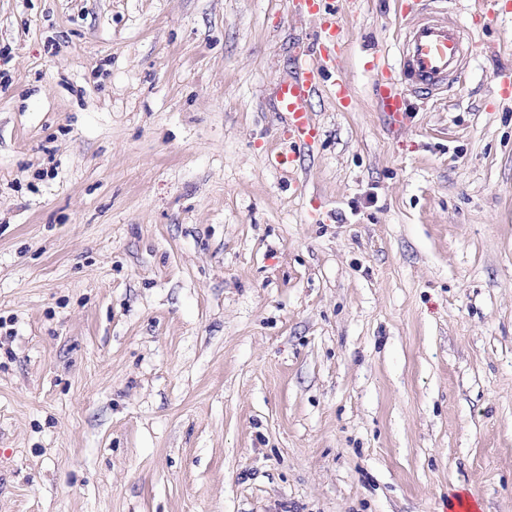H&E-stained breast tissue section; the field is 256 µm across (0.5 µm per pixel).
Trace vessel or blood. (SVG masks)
Listing matches in <instances>:
<instances>
[{
  "label": "vessel or blood",
  "instance_id": "obj_1",
  "mask_svg": "<svg viewBox=\"0 0 512 512\" xmlns=\"http://www.w3.org/2000/svg\"><path fill=\"white\" fill-rule=\"evenodd\" d=\"M356 0H288L289 10L319 15L321 25L314 44L297 55L293 72L278 86L277 100L284 114V151L267 155L274 170L293 164L301 146L315 142L320 127L310 111L321 84L337 100L347 98L342 75H331L347 50L339 18L353 11ZM477 43L438 0H416L402 16L396 51L385 58L382 77L373 87V100L390 129L403 127L409 118L411 98L431 95L457 80L476 54Z\"/></svg>",
  "mask_w": 512,
  "mask_h": 512
}]
</instances>
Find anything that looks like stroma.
<instances>
[{
  "label": "stroma",
  "mask_w": 512,
  "mask_h": 512,
  "mask_svg": "<svg viewBox=\"0 0 512 512\" xmlns=\"http://www.w3.org/2000/svg\"><path fill=\"white\" fill-rule=\"evenodd\" d=\"M293 168L288 0H0V512H512V0L399 132Z\"/></svg>",
  "instance_id": "35a3bbf8"
}]
</instances>
